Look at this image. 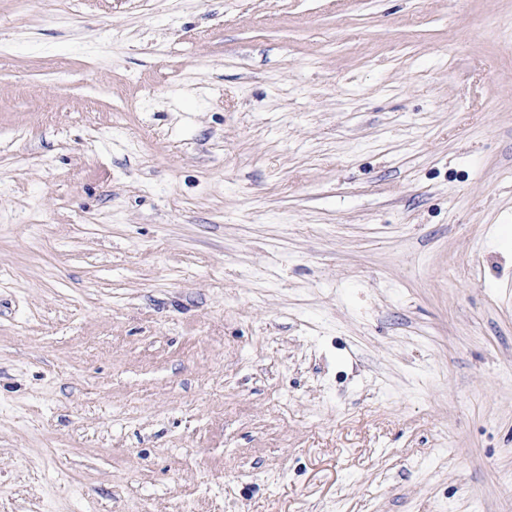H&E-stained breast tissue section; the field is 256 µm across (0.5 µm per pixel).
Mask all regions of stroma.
<instances>
[{"label": "stroma", "instance_id": "35a3bbf8", "mask_svg": "<svg viewBox=\"0 0 512 512\" xmlns=\"http://www.w3.org/2000/svg\"><path fill=\"white\" fill-rule=\"evenodd\" d=\"M0 512H512V0H0Z\"/></svg>", "mask_w": 512, "mask_h": 512}]
</instances>
